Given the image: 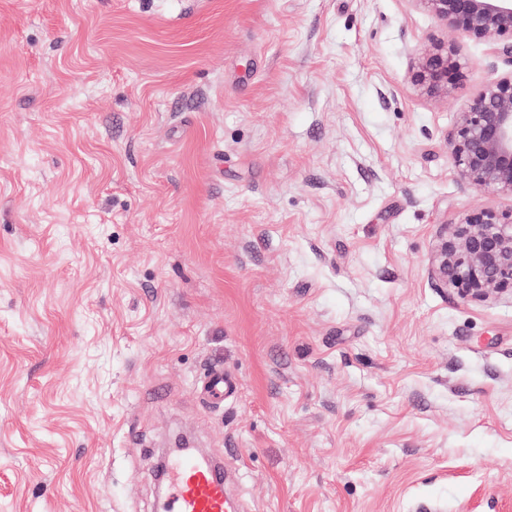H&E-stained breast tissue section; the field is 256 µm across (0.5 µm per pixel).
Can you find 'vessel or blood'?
<instances>
[{
    "label": "vessel or blood",
    "mask_w": 512,
    "mask_h": 512,
    "mask_svg": "<svg viewBox=\"0 0 512 512\" xmlns=\"http://www.w3.org/2000/svg\"><path fill=\"white\" fill-rule=\"evenodd\" d=\"M209 399L223 401L237 392V381L227 371L211 369L201 381ZM228 462L201 465L181 456L167 473V493L161 512H239L240 505L228 491Z\"/></svg>",
    "instance_id": "1"
}]
</instances>
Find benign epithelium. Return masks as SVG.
Segmentation results:
<instances>
[{
	"mask_svg": "<svg viewBox=\"0 0 512 512\" xmlns=\"http://www.w3.org/2000/svg\"><path fill=\"white\" fill-rule=\"evenodd\" d=\"M453 32L483 41L512 66V0H419ZM461 64L453 42L418 58L414 81L448 91ZM456 175L473 188L512 195V70L483 85L449 136ZM437 274L462 296L512 293V213L475 210L444 225Z\"/></svg>",
	"mask_w": 512,
	"mask_h": 512,
	"instance_id": "7a95c632",
	"label": "benign epithelium"
}]
</instances>
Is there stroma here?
<instances>
[{
	"mask_svg": "<svg viewBox=\"0 0 512 512\" xmlns=\"http://www.w3.org/2000/svg\"><path fill=\"white\" fill-rule=\"evenodd\" d=\"M511 68L421 0H0V512H157L181 437L248 512H512V295L433 272ZM460 70L454 43L440 42L420 55L413 79L429 91H448V84ZM204 395L214 401H224L237 393V381L224 369H211L201 381Z\"/></svg>",
	"mask_w": 512,
	"mask_h": 512,
	"instance_id": "obj_1",
	"label": "stroma"
}]
</instances>
